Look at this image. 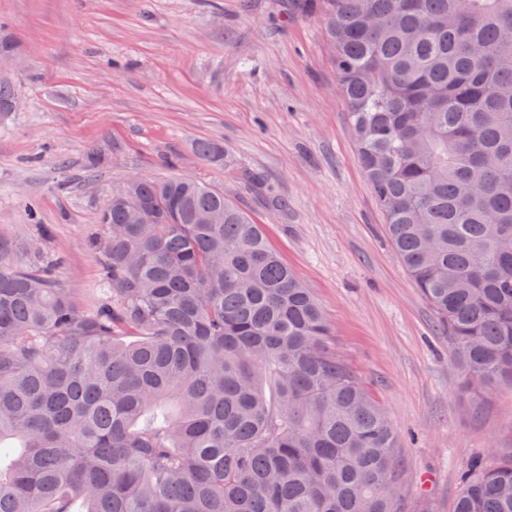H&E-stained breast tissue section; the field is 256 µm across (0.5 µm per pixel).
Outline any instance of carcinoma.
Listing matches in <instances>:
<instances>
[{
    "instance_id": "carcinoma-1",
    "label": "carcinoma",
    "mask_w": 512,
    "mask_h": 512,
    "mask_svg": "<svg viewBox=\"0 0 512 512\" xmlns=\"http://www.w3.org/2000/svg\"><path fill=\"white\" fill-rule=\"evenodd\" d=\"M320 2L394 248L465 387L512 384V0ZM132 190L152 218L98 213L87 310L0 246V512H395L394 426L262 225L183 175ZM453 512H512V453Z\"/></svg>"
}]
</instances>
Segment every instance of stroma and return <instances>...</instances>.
I'll return each mask as SVG.
<instances>
[{
  "instance_id": "35a3bbf8",
  "label": "stroma",
  "mask_w": 512,
  "mask_h": 512,
  "mask_svg": "<svg viewBox=\"0 0 512 512\" xmlns=\"http://www.w3.org/2000/svg\"><path fill=\"white\" fill-rule=\"evenodd\" d=\"M0 242L90 305L107 191L134 175L222 189L311 288L337 353L399 437V512H452L474 460L512 451V386L462 388L362 168L325 23L304 0H0ZM224 148L203 161L195 142ZM99 163L86 178L89 156Z\"/></svg>"
}]
</instances>
